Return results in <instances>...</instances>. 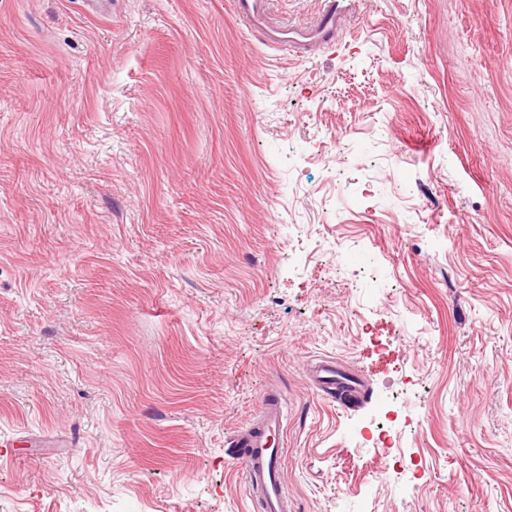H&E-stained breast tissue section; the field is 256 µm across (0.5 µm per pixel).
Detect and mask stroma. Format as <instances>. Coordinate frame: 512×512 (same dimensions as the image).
Here are the masks:
<instances>
[{"label": "stroma", "instance_id": "1", "mask_svg": "<svg viewBox=\"0 0 512 512\" xmlns=\"http://www.w3.org/2000/svg\"><path fill=\"white\" fill-rule=\"evenodd\" d=\"M271 386L295 512H512V0H0V512H249ZM274 0H232V10L248 32L265 45L285 49L296 56L326 49L339 39L347 23L361 12V0H320L309 21L280 18ZM309 376L317 393L336 402V406L344 411L353 409L365 397L363 380L344 370L334 358L314 359L310 365Z\"/></svg>", "mask_w": 512, "mask_h": 512}]
</instances>
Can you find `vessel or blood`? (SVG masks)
Segmentation results:
<instances>
[{
  "mask_svg": "<svg viewBox=\"0 0 512 512\" xmlns=\"http://www.w3.org/2000/svg\"><path fill=\"white\" fill-rule=\"evenodd\" d=\"M361 0H319L311 20L278 17L274 0H232V10L248 32L265 45L302 56L333 45L347 23L361 11ZM310 380L318 394L350 410L361 401L363 380L332 358L314 359ZM287 415L276 389H267L260 406L237 428L229 441L231 458L240 466L252 512H292L284 478L283 434Z\"/></svg>",
  "mask_w": 512,
  "mask_h": 512,
  "instance_id": "b4317fda",
  "label": "vessel or blood"
}]
</instances>
